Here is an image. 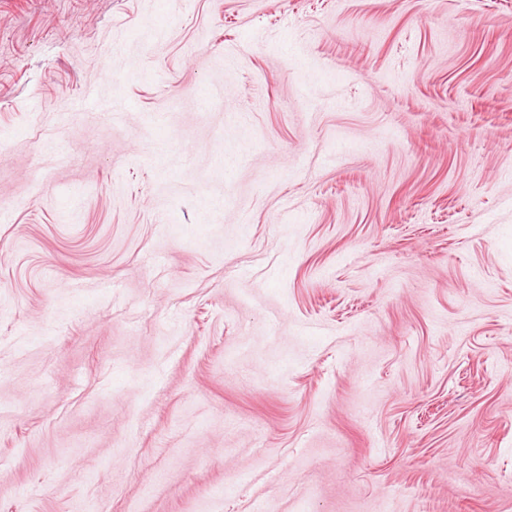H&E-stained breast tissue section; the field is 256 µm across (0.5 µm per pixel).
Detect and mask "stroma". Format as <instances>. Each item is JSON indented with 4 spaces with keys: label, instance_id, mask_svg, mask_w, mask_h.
<instances>
[{
    "label": "stroma",
    "instance_id": "stroma-1",
    "mask_svg": "<svg viewBox=\"0 0 512 512\" xmlns=\"http://www.w3.org/2000/svg\"><path fill=\"white\" fill-rule=\"evenodd\" d=\"M0 512H512V0H0Z\"/></svg>",
    "mask_w": 512,
    "mask_h": 512
}]
</instances>
